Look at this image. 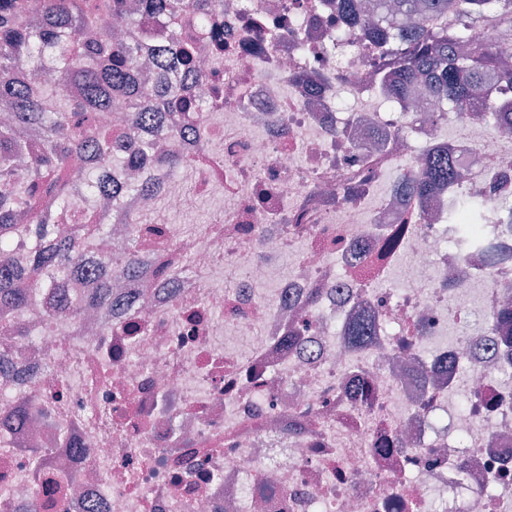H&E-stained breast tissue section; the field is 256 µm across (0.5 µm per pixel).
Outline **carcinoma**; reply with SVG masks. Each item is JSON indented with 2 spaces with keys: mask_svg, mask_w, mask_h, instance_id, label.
I'll return each instance as SVG.
<instances>
[{
  "mask_svg": "<svg viewBox=\"0 0 512 512\" xmlns=\"http://www.w3.org/2000/svg\"><path fill=\"white\" fill-rule=\"evenodd\" d=\"M219 0H38V17L27 21V0H0V100L13 112L14 122L0 127V226L9 225L36 198L46 207H57L68 217L78 202L69 183L87 185L92 191H114L100 181L94 168L58 173L74 156L88 161H112V143L95 124V113L122 103L128 109L129 129L156 118L141 107L150 95L173 100L180 113L196 111L189 88L177 81V71L155 73L152 87L145 86L136 64L138 46L114 43L105 23L112 13L171 14L205 21ZM383 8L385 25L373 28L372 40L385 45L391 59L376 67L377 77L395 101L424 84L441 102L465 108L475 104V92L486 95L501 86L512 88V65L507 46L512 44V0H375ZM492 31V37L475 42L465 52L474 24ZM196 37H185L179 28L164 33L162 55L192 69ZM32 53L22 62L23 48ZM37 139L41 150L34 156L27 176L13 175L11 163L27 141ZM455 160L441 154L418 172L412 182L424 197L437 183L457 179ZM30 223L37 226V243L30 263L14 265L6 244L0 243V308H23L33 302L30 289L50 283L61 264L80 265L83 243L59 238L58 227L35 211ZM373 323L352 325L349 336L368 342Z\"/></svg>",
  "mask_w": 512,
  "mask_h": 512,
  "instance_id": "cac0c4a2",
  "label": "carcinoma"
}]
</instances>
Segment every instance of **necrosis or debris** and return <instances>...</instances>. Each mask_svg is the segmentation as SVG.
Listing matches in <instances>:
<instances>
[{"label": "necrosis or debris", "mask_w": 512, "mask_h": 512, "mask_svg": "<svg viewBox=\"0 0 512 512\" xmlns=\"http://www.w3.org/2000/svg\"><path fill=\"white\" fill-rule=\"evenodd\" d=\"M214 16L202 132L178 141L194 194L146 126L114 148L127 192L81 212L106 227L84 290L130 257L145 275L77 305L64 272L5 314L22 333L0 375V512H512V133L421 93L388 103L378 47L336 0ZM437 149L464 176L418 199L408 174ZM216 195L189 233L133 221Z\"/></svg>", "instance_id": "1"}]
</instances>
